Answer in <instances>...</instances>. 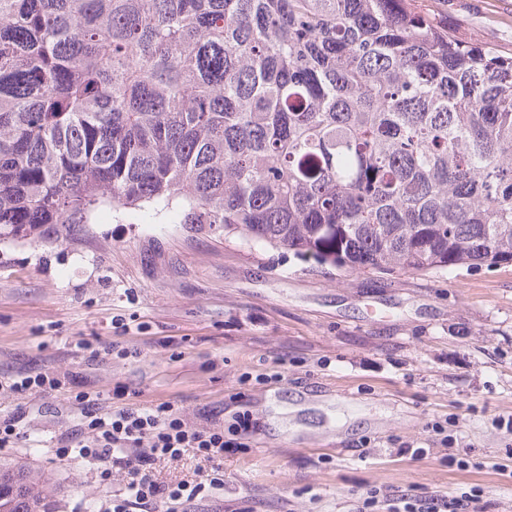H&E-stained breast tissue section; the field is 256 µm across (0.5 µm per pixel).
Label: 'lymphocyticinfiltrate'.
<instances>
[{"label": "lymphocytic infiltrate", "instance_id": "1", "mask_svg": "<svg viewBox=\"0 0 512 512\" xmlns=\"http://www.w3.org/2000/svg\"><path fill=\"white\" fill-rule=\"evenodd\" d=\"M62 380L50 372H21L0 380V390L13 394L50 396L62 388ZM73 402L80 417L74 430L57 442L55 454L71 453L96 465L101 481L113 476L124 481L122 493L101 503L99 512H194L211 489L224 484V430L189 424L171 403L151 407L134 404L102 411L99 392L83 388ZM192 453L208 465L206 482L165 483L156 466ZM477 494L418 499L405 494L391 497L378 487L367 489L359 512H468Z\"/></svg>", "mask_w": 512, "mask_h": 512}]
</instances>
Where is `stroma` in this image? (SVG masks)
Listing matches in <instances>:
<instances>
[{"instance_id": "35a3bbf8", "label": "stroma", "mask_w": 512, "mask_h": 512, "mask_svg": "<svg viewBox=\"0 0 512 512\" xmlns=\"http://www.w3.org/2000/svg\"><path fill=\"white\" fill-rule=\"evenodd\" d=\"M416 4L512 53V0ZM118 319L139 357L85 366L78 343L112 338ZM25 370L93 384L106 411L169 402L192 425L223 426L242 448L225 453L224 488L199 512H356L373 486L476 489L483 512H512V434L496 425L512 416V265L351 272L105 207L63 240L0 243V376ZM20 406L29 437L0 448V465L51 471L57 512H97L120 493L55 456L79 417L68 389L0 394V414Z\"/></svg>"}]
</instances>
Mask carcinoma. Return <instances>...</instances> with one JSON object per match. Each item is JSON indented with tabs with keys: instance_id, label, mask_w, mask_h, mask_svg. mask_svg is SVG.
Returning a JSON list of instances; mask_svg holds the SVG:
<instances>
[{
	"instance_id": "cac0c4a2",
	"label": "carcinoma",
	"mask_w": 512,
	"mask_h": 512,
	"mask_svg": "<svg viewBox=\"0 0 512 512\" xmlns=\"http://www.w3.org/2000/svg\"><path fill=\"white\" fill-rule=\"evenodd\" d=\"M102 207L351 271L512 264V53L411 0H0V241ZM13 477L10 512H56Z\"/></svg>"
}]
</instances>
